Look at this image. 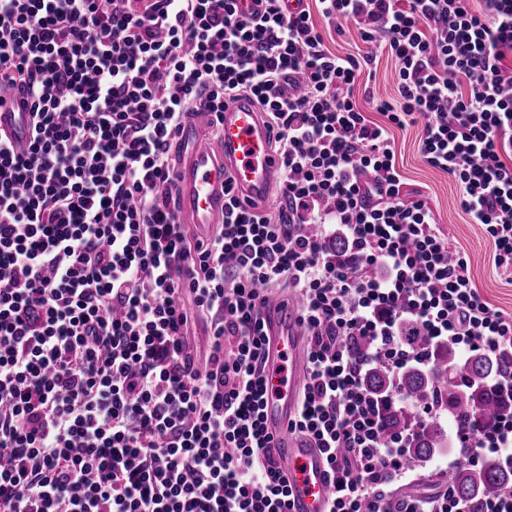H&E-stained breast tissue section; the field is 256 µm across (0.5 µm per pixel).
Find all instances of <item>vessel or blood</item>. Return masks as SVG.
Wrapping results in <instances>:
<instances>
[{"mask_svg":"<svg viewBox=\"0 0 512 512\" xmlns=\"http://www.w3.org/2000/svg\"><path fill=\"white\" fill-rule=\"evenodd\" d=\"M32 114L26 97L15 89L0 90V132L20 148L31 138ZM272 132L262 112L248 97L226 105L222 132L205 143L197 116L179 132L175 165V212L181 223L207 237L224 221V182L232 180L244 208L269 202L281 179L280 159L271 147ZM271 352L266 367L268 395L263 414L267 427L279 431L296 406L304 365L300 357L297 315H281L277 300L268 301ZM288 463L294 512H326L332 487L320 453L301 440L282 449Z\"/></svg>","mask_w":512,"mask_h":512,"instance_id":"1","label":"vessel or blood"}]
</instances>
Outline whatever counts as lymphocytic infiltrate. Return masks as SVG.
Returning <instances> with one entry per match:
<instances>
[{
    "label": "lymphocytic infiltrate",
    "instance_id": "lymphocytic-infiltrate-1",
    "mask_svg": "<svg viewBox=\"0 0 512 512\" xmlns=\"http://www.w3.org/2000/svg\"><path fill=\"white\" fill-rule=\"evenodd\" d=\"M257 2L0 0V87L33 117L26 150L0 136V512H291L262 415L272 288L298 303L307 374L287 431L325 458L327 512H468L450 489L394 497L415 432L386 434L362 378L373 358L425 364L405 321L464 355L512 351V314L429 201L404 199L394 136L420 128L512 281V0H317L322 22L356 25L358 56L330 51L309 8ZM382 53L396 95L361 109ZM242 94L274 132L275 202L225 191L219 230L188 240L173 144L193 112L219 134ZM200 315L201 364L185 344ZM491 382L505 407L452 428L449 467L512 471V373Z\"/></svg>",
    "mask_w": 512,
    "mask_h": 512
}]
</instances>
